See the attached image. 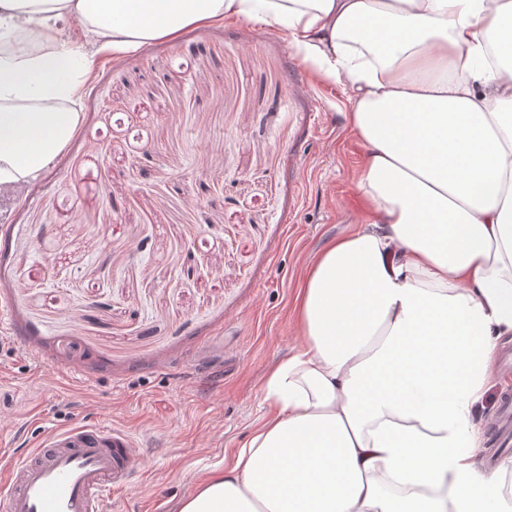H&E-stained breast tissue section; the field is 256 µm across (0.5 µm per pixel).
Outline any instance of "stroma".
<instances>
[{
  "mask_svg": "<svg viewBox=\"0 0 512 512\" xmlns=\"http://www.w3.org/2000/svg\"><path fill=\"white\" fill-rule=\"evenodd\" d=\"M79 110L0 205V452L109 422L144 458L111 512H178L266 417L297 285L362 219L347 86L232 18L97 56Z\"/></svg>",
  "mask_w": 512,
  "mask_h": 512,
  "instance_id": "obj_1",
  "label": "stroma"
}]
</instances>
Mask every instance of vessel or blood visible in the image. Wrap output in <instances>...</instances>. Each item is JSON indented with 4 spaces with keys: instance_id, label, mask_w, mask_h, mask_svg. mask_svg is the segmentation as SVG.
<instances>
[{
    "instance_id": "b4317fda",
    "label": "vessel or blood",
    "mask_w": 512,
    "mask_h": 512,
    "mask_svg": "<svg viewBox=\"0 0 512 512\" xmlns=\"http://www.w3.org/2000/svg\"><path fill=\"white\" fill-rule=\"evenodd\" d=\"M137 442L100 422L43 435L23 456L0 463V505L6 512H107L113 490L137 465Z\"/></svg>"
}]
</instances>
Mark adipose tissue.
Returning a JSON list of instances; mask_svg holds the SVG:
<instances>
[{"instance_id":"1","label":"adipose tissue","mask_w":512,"mask_h":512,"mask_svg":"<svg viewBox=\"0 0 512 512\" xmlns=\"http://www.w3.org/2000/svg\"><path fill=\"white\" fill-rule=\"evenodd\" d=\"M248 18L348 85L364 214L295 296L271 408L182 512H512L475 414L512 341V0H0V187L77 133L91 55Z\"/></svg>"}]
</instances>
